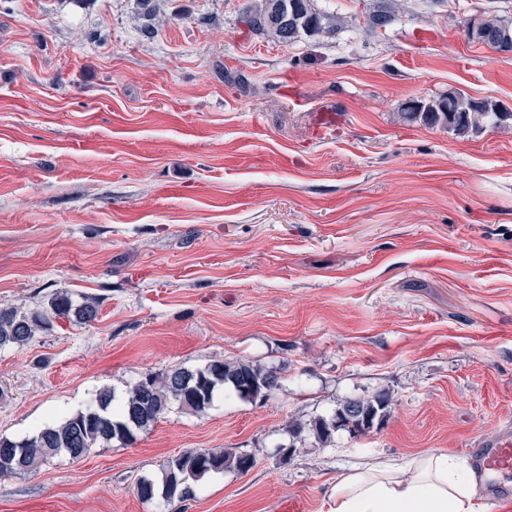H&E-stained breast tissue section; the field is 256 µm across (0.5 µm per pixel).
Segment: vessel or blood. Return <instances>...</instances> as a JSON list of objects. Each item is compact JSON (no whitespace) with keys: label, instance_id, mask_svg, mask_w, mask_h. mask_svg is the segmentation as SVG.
I'll use <instances>...</instances> for the list:
<instances>
[{"label":"vessel or blood","instance_id":"vessel-or-blood-1","mask_svg":"<svg viewBox=\"0 0 512 512\" xmlns=\"http://www.w3.org/2000/svg\"><path fill=\"white\" fill-rule=\"evenodd\" d=\"M473 464L484 481L490 503L512 497V434L502 433L491 440H481L471 448Z\"/></svg>","mask_w":512,"mask_h":512}]
</instances>
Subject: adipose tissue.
<instances>
[{
    "label": "adipose tissue",
    "mask_w": 512,
    "mask_h": 512,
    "mask_svg": "<svg viewBox=\"0 0 512 512\" xmlns=\"http://www.w3.org/2000/svg\"><path fill=\"white\" fill-rule=\"evenodd\" d=\"M473 473L456 457L430 452L405 462L361 463L334 483L327 512H479Z\"/></svg>",
    "instance_id": "obj_1"
}]
</instances>
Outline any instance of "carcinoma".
<instances>
[{"label": "carcinoma", "instance_id": "1", "mask_svg": "<svg viewBox=\"0 0 512 512\" xmlns=\"http://www.w3.org/2000/svg\"><path fill=\"white\" fill-rule=\"evenodd\" d=\"M148 22L141 33L151 38L156 33L153 23L157 6L153 0H142ZM245 22L259 33H269L282 43H294L304 37L332 33L339 20L318 12L313 0H261L244 9ZM474 40L497 42L512 48V19L487 16L479 20ZM406 115L428 126L439 123L456 134L467 136L484 123L502 126L512 122V111L489 100H479L450 92L425 102L416 101ZM98 302L89 296L75 299L67 292H57L40 311L22 312L0 308V351L21 349L37 333L48 329L56 319L90 323L98 317ZM281 376L274 369L263 368L247 360L212 359L194 369L174 368L162 373H148V381L137 379L122 395L103 386L92 401L56 421L46 423L22 439L0 438V477L29 474L51 459L68 454L73 448L83 453L100 445L119 441L133 444L150 431L171 410L183 406L182 412L203 415L213 406L219 391L224 398L254 400L275 396L281 390ZM390 400L384 394L371 399H347L330 416L318 415L296 420L287 429L293 442L280 446L295 452L296 443L312 439L323 447L332 443L338 430L359 435L382 423L388 416ZM256 465L255 456L226 449H190L168 459L158 475L143 477L136 486L138 497L145 502L166 506L194 500L201 481L214 473L235 470L246 473L248 465Z\"/></svg>", "mask_w": 512, "mask_h": 512}]
</instances>
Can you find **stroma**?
Returning <instances> with one entry per match:
<instances>
[{"label": "stroma", "mask_w": 512, "mask_h": 512, "mask_svg": "<svg viewBox=\"0 0 512 512\" xmlns=\"http://www.w3.org/2000/svg\"><path fill=\"white\" fill-rule=\"evenodd\" d=\"M155 2L150 41L138 0L0 8V308L100 302L0 352V436L213 358L283 388L2 478L0 512H160L138 480L195 448L257 464L185 512H322L367 459H463L512 425V127L404 117L451 91L512 108V52L466 35L512 0H314L341 27L293 44L251 31L247 0ZM381 392L383 425L282 460L289 420Z\"/></svg>", "instance_id": "stroma-1"}]
</instances>
